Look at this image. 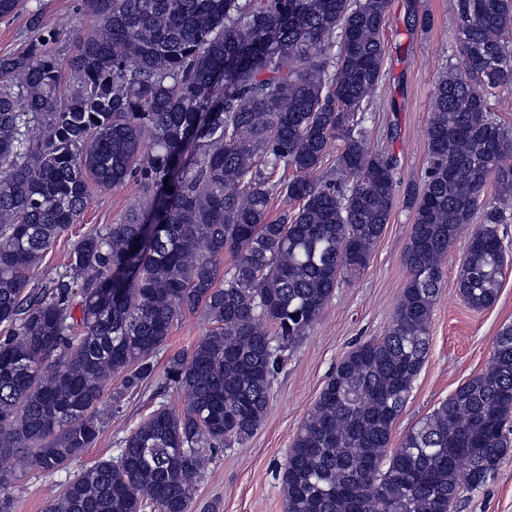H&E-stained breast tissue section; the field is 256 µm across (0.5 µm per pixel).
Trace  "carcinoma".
Wrapping results in <instances>:
<instances>
[{"label": "carcinoma", "mask_w": 512, "mask_h": 512, "mask_svg": "<svg viewBox=\"0 0 512 512\" xmlns=\"http://www.w3.org/2000/svg\"><path fill=\"white\" fill-rule=\"evenodd\" d=\"M388 7L81 0L77 49L61 59L41 7L0 0V20L24 9L35 34L0 56V512H11L4 461L54 474L81 456L112 378L116 403L148 383L185 312L213 323L165 366L187 406L160 402L117 459L68 479L45 512H190L212 455L259 428L283 347L368 266L389 222L398 159L359 116L384 76ZM455 10L461 65L435 83L423 180L407 189L408 280L386 335L339 362L293 439L286 512H452L512 451L510 325L486 368L388 452L449 250L470 231L457 288L473 309L496 302L503 275L512 130L488 101L512 90V0ZM336 143L334 168L314 177ZM276 174L289 208L271 221ZM130 178L144 193L124 219L84 235L68 273L33 285L89 186Z\"/></svg>", "instance_id": "1"}]
</instances>
